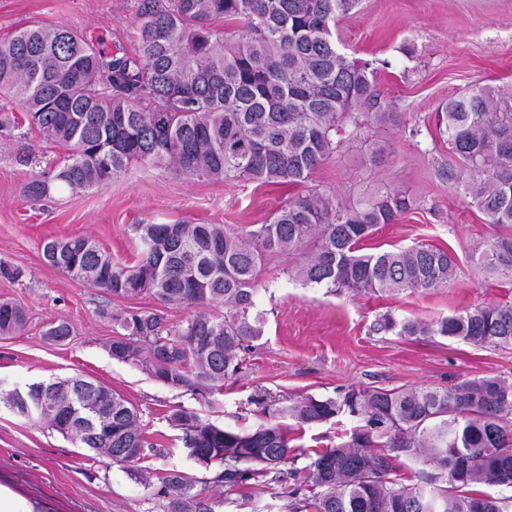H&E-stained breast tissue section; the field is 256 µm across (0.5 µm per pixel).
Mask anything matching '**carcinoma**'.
Listing matches in <instances>:
<instances>
[{
  "mask_svg": "<svg viewBox=\"0 0 512 512\" xmlns=\"http://www.w3.org/2000/svg\"><path fill=\"white\" fill-rule=\"evenodd\" d=\"M361 0H135L134 55L107 54L84 34L57 25L23 27L0 41V99L18 102L28 127L65 150L57 169L32 175L31 196L96 187L136 163L221 182L303 186L369 125H400L382 101L374 62L350 58L333 39ZM231 21L226 33L215 22ZM450 156L437 170L500 231L476 263L512 279V86H477L438 113ZM416 201L388 190L345 205L319 191L288 200L253 230L222 224H135L140 259L121 266L84 236L53 239L52 267L115 298L152 296L164 307H195L179 324L132 309L100 316L120 327L107 348L177 395L212 404L224 383L244 373L262 340L267 312L258 291L267 266L286 258L293 278L327 292L399 294L437 288L458 271L447 250L417 243L362 253L380 224ZM224 305V316L204 308ZM27 314L0 301V336L25 330ZM373 330L440 335L475 347L512 346V305L475 307L434 325L386 314ZM68 322L48 324L59 342ZM21 416L29 408L53 430L68 419L71 437L124 469L156 448L139 411L112 389L79 378L37 382L0 397ZM269 420L255 429L220 427L180 404L167 421L188 455L219 466L211 483L231 493L250 481L291 482L288 512H508L506 499L479 490L512 483V383L497 377L448 387L348 388L305 396L290 406L264 399ZM350 417L346 439L297 467L289 418L311 426ZM417 466L416 482L400 472ZM163 512H214L198 480L158 476Z\"/></svg>",
  "mask_w": 512,
  "mask_h": 512,
  "instance_id": "carcinoma-1",
  "label": "carcinoma"
}]
</instances>
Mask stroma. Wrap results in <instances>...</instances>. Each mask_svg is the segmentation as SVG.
<instances>
[{"mask_svg":"<svg viewBox=\"0 0 512 512\" xmlns=\"http://www.w3.org/2000/svg\"><path fill=\"white\" fill-rule=\"evenodd\" d=\"M134 0H0V40L30 25H66L96 40L100 49L134 54ZM343 53L388 60L377 81L383 99L404 116L402 126L372 125L368 142H349L313 175L312 187L346 204L390 189L412 196L415 209L393 224L379 225L367 252L405 248L422 241L450 250L459 265L447 285L396 296L329 293L301 285L285 265L270 266L259 307L267 312L266 335L247 358L237 381L227 382L212 404L175 393L141 368L117 361L106 349L116 329L99 308L121 315L157 308L152 297L112 298L49 266L43 245L51 238L87 235L131 266L139 257L136 224H222L249 229L270 222L297 195L295 186H260L241 179L212 182L177 176L163 168L135 165L121 177L76 193L35 199L26 185L31 173L57 164L64 151L36 135L0 131V261L20 268L13 281L0 276V299L21 304L28 317L23 334L0 338V390L51 378L82 377L104 384L136 406L162 455L145 463L176 469L203 480L215 495L212 470L190 458L169 427L171 405L233 429L263 422L256 397L296 401L332 396L339 389L449 386L464 379L498 377L512 382V347L477 349L439 335L373 333L384 314L428 324L480 306L512 304V282L484 274L469 259L472 247L496 229L435 170L448 147L435 141L439 106L483 85H512V0H362L359 12L342 18L334 32ZM383 148L372 161V148ZM27 154L30 166L17 163ZM65 319L73 334L51 342L49 322ZM350 418L291 430L306 464L313 451L333 446L351 428ZM29 497L49 501L53 512H162L160 500L129 470L79 447L38 422L17 416L0 402V481ZM277 485L253 483L221 499L215 512H287Z\"/></svg>","mask_w":512,"mask_h":512,"instance_id":"35a3bbf8","label":"stroma"}]
</instances>
